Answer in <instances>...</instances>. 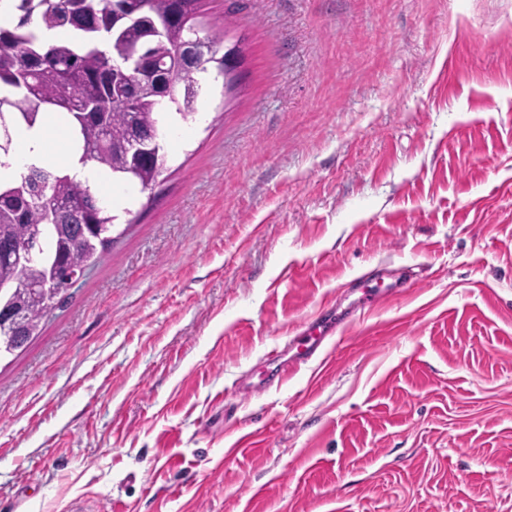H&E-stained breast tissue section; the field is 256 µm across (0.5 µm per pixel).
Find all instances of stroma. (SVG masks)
Returning <instances> with one entry per match:
<instances>
[{
	"label": "stroma",
	"instance_id": "obj_1",
	"mask_svg": "<svg viewBox=\"0 0 512 512\" xmlns=\"http://www.w3.org/2000/svg\"><path fill=\"white\" fill-rule=\"evenodd\" d=\"M200 21L232 83L0 357V512H512V0ZM336 323L331 320H324L316 324H309L306 327L305 335L298 336L297 351L288 362L281 361L282 355L277 350H271L266 354V360L269 365L274 366L276 372L285 369H297L307 362L311 357L322 348L324 342L329 339L334 332Z\"/></svg>",
	"mask_w": 512,
	"mask_h": 512
}]
</instances>
